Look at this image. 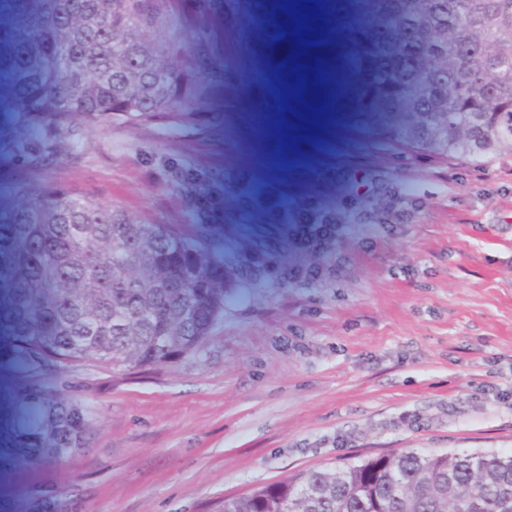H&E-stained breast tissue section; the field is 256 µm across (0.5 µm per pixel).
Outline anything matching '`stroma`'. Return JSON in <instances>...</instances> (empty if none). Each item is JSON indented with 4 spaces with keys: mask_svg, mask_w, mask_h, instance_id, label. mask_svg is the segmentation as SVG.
Returning a JSON list of instances; mask_svg holds the SVG:
<instances>
[{
    "mask_svg": "<svg viewBox=\"0 0 512 512\" xmlns=\"http://www.w3.org/2000/svg\"><path fill=\"white\" fill-rule=\"evenodd\" d=\"M369 2L334 132L341 158L300 112L253 130L256 100L232 79L252 19L220 0H177L197 19L192 126H96L55 176L134 222L197 238L224 273V314L171 364L49 370L29 357L20 255L1 251L0 512H220L226 497L363 456L512 451V153L478 163L409 143L420 35L408 0ZM51 22L49 0L0 17V40L26 47L14 66L28 80L0 110V225L27 198ZM286 145L333 176L292 177V203H253L260 159ZM391 203L403 222L386 220ZM51 385L94 428L82 452L47 463L40 398Z\"/></svg>",
    "mask_w": 512,
    "mask_h": 512,
    "instance_id": "35a3bbf8",
    "label": "stroma"
}]
</instances>
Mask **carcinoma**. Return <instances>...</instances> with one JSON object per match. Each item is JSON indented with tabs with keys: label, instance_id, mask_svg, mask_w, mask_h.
Segmentation results:
<instances>
[{
	"label": "carcinoma",
	"instance_id": "1",
	"mask_svg": "<svg viewBox=\"0 0 512 512\" xmlns=\"http://www.w3.org/2000/svg\"><path fill=\"white\" fill-rule=\"evenodd\" d=\"M301 2L306 15L296 0H253L257 36L247 54L260 59L261 69L243 70L240 81L271 116L332 114L345 100L346 11L339 0ZM173 3L52 0L53 78L26 155L36 184L15 223L29 271L34 353L47 365L91 357L126 372L173 363L209 336L202 308L224 312V275L211 269L193 236L172 224H137L122 209L49 177L62 159L79 158L89 125L103 119L144 123L164 116L175 132L190 123L197 71L189 45L177 38L188 21ZM409 14L426 32L425 56L448 71L436 93L428 82L414 87L419 104L410 140L476 162L512 151V126H501L503 115L512 117V0H409ZM302 30L308 36L300 37ZM487 72L497 83L484 94L477 81ZM445 125L448 140L434 144V128ZM276 162L261 187L297 165L286 148ZM154 260L169 267L170 280L139 287L129 272ZM42 408L43 418L68 428L43 435L42 447L70 455L85 446L91 419L82 404L48 388ZM471 488L483 490L474 512H504L512 453L409 449L362 457L227 498L222 512H460Z\"/></svg>",
	"mask_w": 512,
	"mask_h": 512
}]
</instances>
